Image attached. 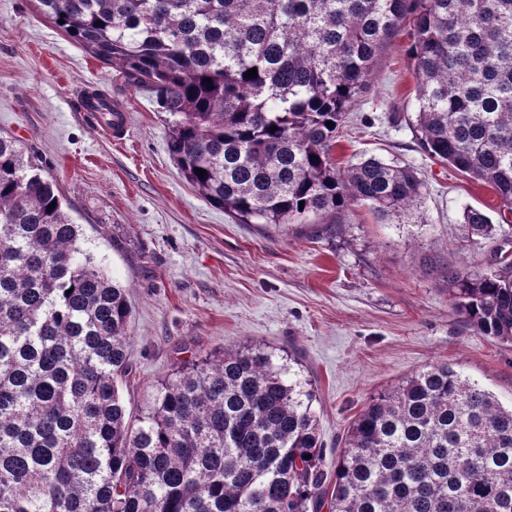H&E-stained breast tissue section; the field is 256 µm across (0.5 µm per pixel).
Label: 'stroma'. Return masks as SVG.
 <instances>
[{
  "label": "stroma",
  "mask_w": 512,
  "mask_h": 512,
  "mask_svg": "<svg viewBox=\"0 0 512 512\" xmlns=\"http://www.w3.org/2000/svg\"><path fill=\"white\" fill-rule=\"evenodd\" d=\"M407 43L382 52L333 156L342 167L370 156L414 167L421 205L402 218L359 203L303 224H237L183 178L150 93L118 85L36 0H0V136L43 166L82 226L80 247L128 290L131 371L118 387L131 419L178 367L245 345L313 392L330 475L371 397L426 366L451 365L512 405V345L465 329L441 281L446 263L487 267L492 245L473 242L462 212L483 209L497 224L499 201L418 145ZM88 83L127 104L126 142L80 112Z\"/></svg>",
  "instance_id": "stroma-1"
}]
</instances>
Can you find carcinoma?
Here are the masks:
<instances>
[{"label": "carcinoma", "mask_w": 512, "mask_h": 512, "mask_svg": "<svg viewBox=\"0 0 512 512\" xmlns=\"http://www.w3.org/2000/svg\"><path fill=\"white\" fill-rule=\"evenodd\" d=\"M37 2L155 94L182 176L237 224L418 207L414 168L333 157L405 32L419 146L512 214V0ZM462 218L478 241L508 235L480 209ZM81 235L56 184L1 136L0 512H512V408L447 364L370 399L331 487L313 394L258 349L183 366L133 425L117 385L132 307ZM442 283L464 326L512 345L509 257L489 273L448 265Z\"/></svg>", "instance_id": "carcinoma-1"}]
</instances>
